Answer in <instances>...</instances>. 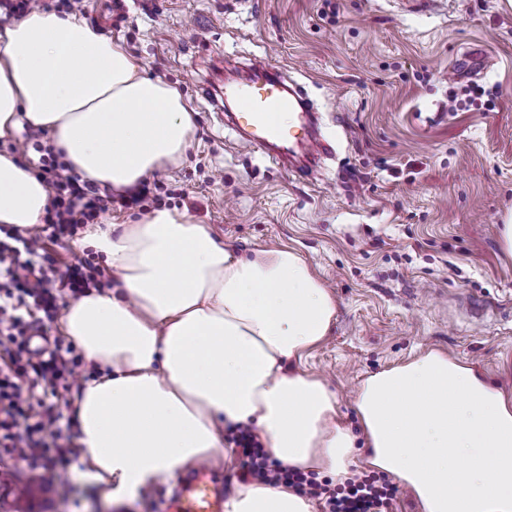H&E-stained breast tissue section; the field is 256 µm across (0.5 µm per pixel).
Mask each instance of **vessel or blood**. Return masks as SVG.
Segmentation results:
<instances>
[{"mask_svg": "<svg viewBox=\"0 0 512 512\" xmlns=\"http://www.w3.org/2000/svg\"><path fill=\"white\" fill-rule=\"evenodd\" d=\"M285 70L267 60L249 65V76L224 85V102L231 105L233 127L241 143L259 149L277 144L300 149L317 158L328 149L315 128V116L298 88L289 86ZM224 488L207 472L179 484L166 512H224Z\"/></svg>", "mask_w": 512, "mask_h": 512, "instance_id": "b4317fda", "label": "vessel or blood"}]
</instances>
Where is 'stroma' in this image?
Segmentation results:
<instances>
[{
  "instance_id": "1",
  "label": "stroma",
  "mask_w": 512,
  "mask_h": 512,
  "mask_svg": "<svg viewBox=\"0 0 512 512\" xmlns=\"http://www.w3.org/2000/svg\"><path fill=\"white\" fill-rule=\"evenodd\" d=\"M144 74L175 85L195 134L152 177L156 207L187 210L240 255L286 245L332 289L336 320L305 360L344 420L369 374L434 348L512 394V0H86ZM481 43L467 78L453 69ZM287 68L334 149L313 179L238 143L224 78L251 58ZM80 460L0 465L7 512L32 484L45 512H163L170 483L103 499Z\"/></svg>"
}]
</instances>
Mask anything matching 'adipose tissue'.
I'll return each instance as SVG.
<instances>
[{"mask_svg":"<svg viewBox=\"0 0 512 512\" xmlns=\"http://www.w3.org/2000/svg\"><path fill=\"white\" fill-rule=\"evenodd\" d=\"M121 40L34 9L0 25V142L48 131L77 173L123 192L177 163L193 116L178 88L142 75ZM45 182L0 152V224L30 228ZM116 277L72 301L65 336L98 369L77 397L84 477L113 501L226 458L224 430L254 427L283 466L344 482L361 465L392 477L422 512H512V398L430 350L365 378L361 432L300 363L324 341L336 299L288 247L238 257L207 225L159 209L83 239ZM368 450L353 457L357 441ZM226 512H318L296 489L242 485Z\"/></svg>","mask_w":512,"mask_h":512,"instance_id":"adipose-tissue-1","label":"adipose tissue"}]
</instances>
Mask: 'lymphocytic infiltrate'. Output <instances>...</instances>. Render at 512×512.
<instances>
[{
	"instance_id": "f902f5d3",
	"label": "lymphocytic infiltrate",
	"mask_w": 512,
	"mask_h": 512,
	"mask_svg": "<svg viewBox=\"0 0 512 512\" xmlns=\"http://www.w3.org/2000/svg\"><path fill=\"white\" fill-rule=\"evenodd\" d=\"M44 152L49 160L38 176L51 190L45 234L15 227L0 234V459L20 460L31 470L68 463L73 454L72 437L61 425V403L72 389L74 348L48 338L47 330L64 294L76 296L98 287L102 276L90 262L50 258L46 244L74 237L112 207L147 209L151 194L145 183L113 194L81 178L52 147ZM35 336L44 337L45 346L31 348ZM228 439L239 450L241 480L304 488L325 500L329 512H390L395 490L374 477L357 475L333 490L270 461L251 428L232 429Z\"/></svg>"
}]
</instances>
